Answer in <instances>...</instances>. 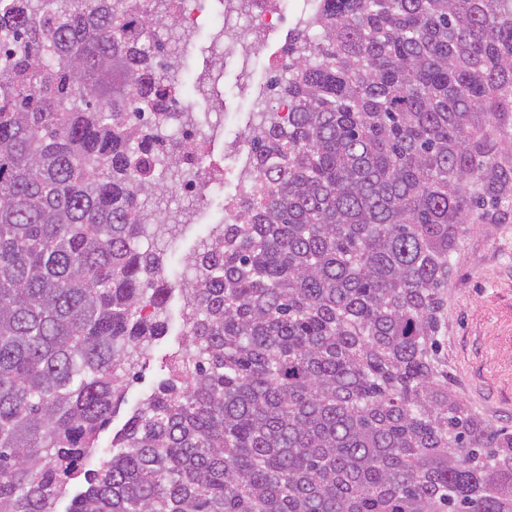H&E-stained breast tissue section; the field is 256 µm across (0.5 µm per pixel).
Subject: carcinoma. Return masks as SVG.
I'll return each mask as SVG.
<instances>
[{
  "label": "carcinoma",
  "mask_w": 512,
  "mask_h": 512,
  "mask_svg": "<svg viewBox=\"0 0 512 512\" xmlns=\"http://www.w3.org/2000/svg\"><path fill=\"white\" fill-rule=\"evenodd\" d=\"M170 2L0 0V512H512V431L441 356L459 242L512 196V0L305 16L168 376L82 468L167 327Z\"/></svg>",
  "instance_id": "cac0c4a2"
}]
</instances>
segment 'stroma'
Masks as SVG:
<instances>
[{
	"mask_svg": "<svg viewBox=\"0 0 512 512\" xmlns=\"http://www.w3.org/2000/svg\"><path fill=\"white\" fill-rule=\"evenodd\" d=\"M220 31L216 23L191 33V47L179 60L181 90L199 122H206L209 113H223L224 134L216 140L212 158L229 180L228 192L235 194L241 188V163L231 145L250 127L267 60L253 58L244 69L237 62L215 57L210 46ZM207 72L219 73L221 96L196 93L198 76ZM159 205L182 215L177 238L166 252V267L173 273L198 250L214 224L220 223L223 203H190L174 186L161 196ZM453 261L444 334L448 386L488 423L512 427V203L494 206L483 225L465 236ZM183 308L181 291H174L168 303L167 334L139 364L138 378L127 389L110 427L101 433V444L111 441L131 412L166 378L168 357L182 339Z\"/></svg>",
	"mask_w": 512,
	"mask_h": 512,
	"instance_id": "obj_1",
	"label": "stroma"
}]
</instances>
